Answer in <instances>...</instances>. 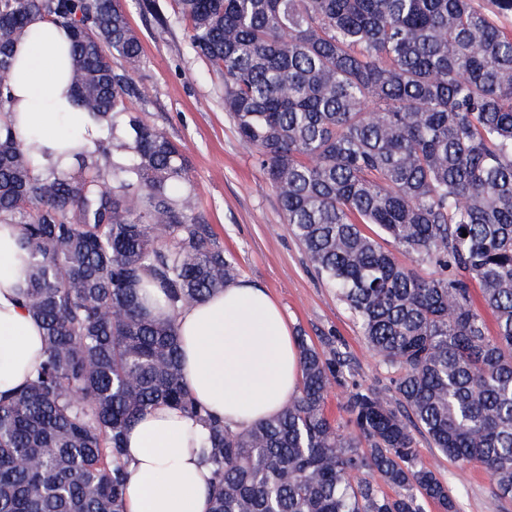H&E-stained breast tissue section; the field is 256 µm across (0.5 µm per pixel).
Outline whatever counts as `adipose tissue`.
Masks as SVG:
<instances>
[{
	"label": "adipose tissue",
	"mask_w": 512,
	"mask_h": 512,
	"mask_svg": "<svg viewBox=\"0 0 512 512\" xmlns=\"http://www.w3.org/2000/svg\"><path fill=\"white\" fill-rule=\"evenodd\" d=\"M70 35L34 16L13 47V129L35 139L36 169H67L73 150L93 147L100 125L74 101L68 72ZM22 230L0 224V392L25 385L43 360L40 324L19 305L26 280ZM147 312L174 321L183 373L193 398L242 431L275 417L299 386L298 347L280 303L262 287L238 280L179 310L165 307L155 288L141 289ZM201 423L156 406L129 427L124 459L130 478L126 512H209L211 470L201 464Z\"/></svg>",
	"instance_id": "1"
}]
</instances>
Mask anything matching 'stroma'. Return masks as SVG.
Here are the masks:
<instances>
[{
  "label": "stroma",
  "instance_id": "35a3bbf8",
  "mask_svg": "<svg viewBox=\"0 0 512 512\" xmlns=\"http://www.w3.org/2000/svg\"><path fill=\"white\" fill-rule=\"evenodd\" d=\"M140 0H121L139 31L143 64L131 77L140 91L131 105L148 124L180 144L188 158L199 210L224 251L240 266L242 279L266 288L283 306L295 335L326 353L342 352L351 373L332 384L326 414L344 423L342 403L353 385L387 386L392 373L369 352L346 306L310 270L299 242L289 233L276 196L251 151L239 140L224 110L223 84L191 48L173 0H160L168 22L159 25ZM421 460L448 480L459 512H512V500L496 495L483 467L458 472L426 437Z\"/></svg>",
  "mask_w": 512,
  "mask_h": 512
}]
</instances>
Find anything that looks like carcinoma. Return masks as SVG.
<instances>
[{
  "label": "carcinoma",
  "mask_w": 512,
  "mask_h": 512,
  "mask_svg": "<svg viewBox=\"0 0 512 512\" xmlns=\"http://www.w3.org/2000/svg\"><path fill=\"white\" fill-rule=\"evenodd\" d=\"M176 4L288 231L393 387L353 386L344 435L325 404L350 363L301 337L276 417L232 431L200 405L174 323L138 287L176 310L240 269L180 145L129 107L139 90L115 60L140 67L139 32L120 0H0V224L21 226L19 304L45 345L34 378L0 395V512H124V436L160 404L203 424L209 512H458L418 434L511 499L512 0ZM34 15L69 31L77 102L106 129L67 173L35 170L12 129L13 46Z\"/></svg>",
  "instance_id": "1"
}]
</instances>
